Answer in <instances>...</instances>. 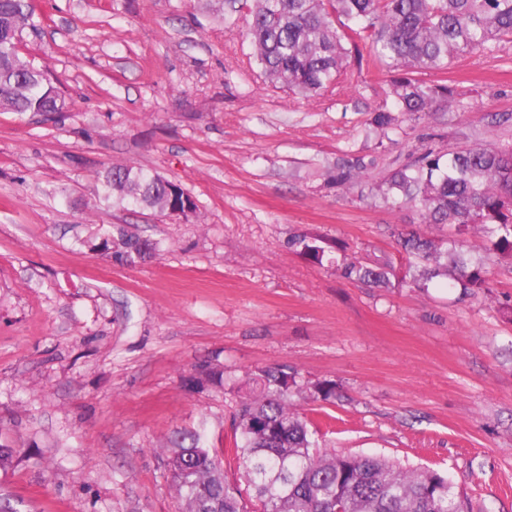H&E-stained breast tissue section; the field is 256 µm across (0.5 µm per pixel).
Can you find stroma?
<instances>
[{"label":"stroma","mask_w":512,"mask_h":512,"mask_svg":"<svg viewBox=\"0 0 512 512\" xmlns=\"http://www.w3.org/2000/svg\"><path fill=\"white\" fill-rule=\"evenodd\" d=\"M20 55L65 100L53 114L0 112V472L16 512H178L166 439L206 427L238 475L232 416L247 375L332 381L311 418L320 443L437 470L468 512H512V260L489 294L434 279L398 285L399 234L444 238L376 188L420 154L512 145V42L454 60L453 105L399 114L369 63L303 97L265 80L246 13L225 0H31ZM357 175L337 181L336 167ZM177 183L194 212L167 217L99 197L113 165ZM157 243L126 265L102 231ZM334 245V262L298 238ZM385 264L396 280L344 278L340 263ZM220 366L223 385L206 383Z\"/></svg>","instance_id":"obj_1"}]
</instances>
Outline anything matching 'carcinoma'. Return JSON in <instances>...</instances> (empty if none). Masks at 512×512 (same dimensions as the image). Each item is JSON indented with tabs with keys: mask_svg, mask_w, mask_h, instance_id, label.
I'll return each mask as SVG.
<instances>
[{
	"mask_svg": "<svg viewBox=\"0 0 512 512\" xmlns=\"http://www.w3.org/2000/svg\"><path fill=\"white\" fill-rule=\"evenodd\" d=\"M247 11V35L262 74L294 93L319 94L335 87L350 66L367 60L391 73L393 108L376 113L383 135L395 130L396 112L416 115L432 104H453L454 89L425 85L414 69L445 72L463 53L512 42V0H239ZM348 21L340 33L333 15ZM36 28L30 0H0V111L59 112L64 102L46 73L19 55L24 34ZM373 33L368 52L357 40ZM106 200L161 214L196 209L181 187L131 165L112 166L100 178ZM383 200L417 209L425 224H447L448 247L410 234L399 245L424 265L410 281L426 287L439 276L446 287L477 296L491 287L486 263H469L464 249L480 231L493 233L492 251L512 259V147L476 146L425 152L395 170L381 189ZM303 254L322 263L331 252L298 240ZM155 244L123 236L115 256L132 262ZM348 279L389 284L388 270L349 262ZM234 418L235 456L243 498L227 481L219 453L204 431L179 429L170 438L164 470L181 501L180 512H465L455 484L436 471L407 468L384 456L321 451L308 421L293 406L296 372L265 367L247 376Z\"/></svg>",
	"mask_w": 512,
	"mask_h": 512,
	"instance_id": "cac0c4a2",
	"label": "carcinoma"
}]
</instances>
